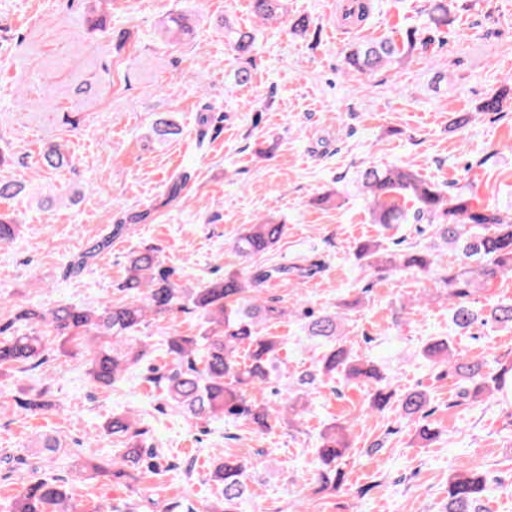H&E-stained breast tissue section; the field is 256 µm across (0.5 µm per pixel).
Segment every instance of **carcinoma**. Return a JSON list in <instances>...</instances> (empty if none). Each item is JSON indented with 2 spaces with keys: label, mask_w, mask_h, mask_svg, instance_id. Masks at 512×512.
<instances>
[{
  "label": "carcinoma",
  "mask_w": 512,
  "mask_h": 512,
  "mask_svg": "<svg viewBox=\"0 0 512 512\" xmlns=\"http://www.w3.org/2000/svg\"><path fill=\"white\" fill-rule=\"evenodd\" d=\"M428 22L422 29H407L380 40L360 41L346 56L352 69L369 75L399 67L417 51H435L448 39L451 9L464 5L448 0H427ZM255 18L264 24L283 22L288 16L287 0H251ZM372 12V0H347L342 17L352 27L364 24ZM173 44L190 34L192 27L184 14H175L161 24ZM228 40L246 65L235 74L236 82L252 79L249 55L256 42V29L234 28ZM512 106V78L506 77L496 94L479 103L478 112H506ZM71 161L65 146L54 144L43 152L41 164L60 169ZM361 186L371 207L374 223L387 228L395 224H426L434 243L409 244L403 251H388L379 244L363 242L355 251L360 267L372 271L415 268L434 275L448 300L452 324L464 331L475 325L512 324V303H498L475 310L470 297L495 280L512 274V212L499 208H474L471 199L453 186L443 187L423 179L409 168L377 167L359 173ZM26 190V185L0 176V199H10ZM284 225L263 220L251 224L234 239L232 247L245 258L261 257L280 240ZM20 232L14 216L0 214V244L13 242ZM456 252L457 262L441 265L440 249ZM324 263L307 255L291 264L258 263L224 278L184 288L162 267L158 251L145 247L128 257L126 276L118 298L106 297L95 305L58 303L43 308L23 309L7 325H0V371L24 373L45 363L54 354L66 355L74 349L86 358L89 383L98 388L114 387L126 374L139 367L148 356L149 343L139 336L148 316H160L191 307L203 319L198 336L177 332L166 341L170 365L159 373L150 369L144 382L159 388L164 399L193 419L242 420L263 432L271 424L296 421L304 405L292 395L279 402L263 398L265 390L280 378L285 361L284 341L263 333L287 314L278 298H266L267 289L279 284L303 281L321 273ZM311 338L324 340L322 357L294 381L298 390L310 393L327 377L343 375L370 388L367 409L382 413L393 405L400 415L419 424L418 437L432 441L436 432L425 424L427 394L420 390L401 392L380 373L374 362L353 354L340 332L342 314H317L302 310ZM423 356L448 369V375L462 385L461 398L492 395L512 387V361L493 369L486 362L468 359L453 351L446 339L427 344ZM105 432L123 444L122 460L154 467V455L141 445L145 430L136 414L126 411L112 415ZM350 447L346 427L333 423L318 436L315 448L319 462L320 492H337L346 486L341 460ZM214 477L223 485L222 498L210 512H245L243 505L249 472L236 458L218 457ZM493 482L490 475L464 466L448 479V502L443 512H480V504ZM22 491L14 499L11 512H80L79 504L68 496L63 480L28 476L21 479Z\"/></svg>",
  "instance_id": "1"
}]
</instances>
